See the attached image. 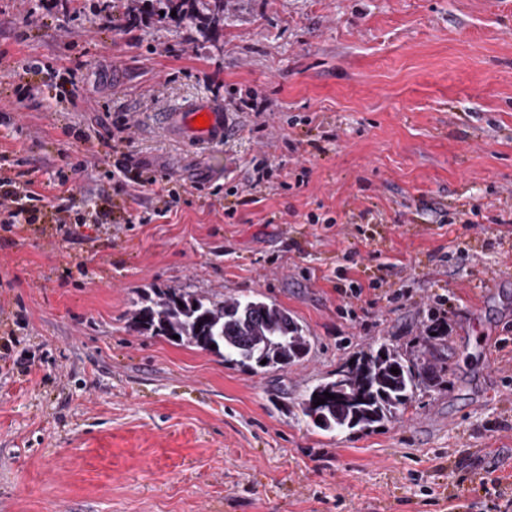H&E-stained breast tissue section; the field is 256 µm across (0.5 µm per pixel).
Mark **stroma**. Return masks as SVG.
I'll use <instances>...</instances> for the list:
<instances>
[{"mask_svg":"<svg viewBox=\"0 0 512 512\" xmlns=\"http://www.w3.org/2000/svg\"><path fill=\"white\" fill-rule=\"evenodd\" d=\"M103 1L120 27L96 0L51 22L0 0V172L45 203L13 226L0 206V512H512L492 485L512 484V359L487 355L512 351V279L488 285L512 263V0H224L180 25ZM27 59L41 72L14 77ZM206 96L268 110L231 113L212 152L159 132ZM123 120L144 174L171 178L166 215L100 148ZM257 163L273 175L249 202ZM59 204L110 222L64 242ZM348 254L357 300L328 280ZM168 288L276 302L311 350L250 371L131 329ZM437 294L438 384L379 431L309 425L310 389L417 346Z\"/></svg>","mask_w":512,"mask_h":512,"instance_id":"1","label":"stroma"}]
</instances>
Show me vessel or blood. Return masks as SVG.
Returning <instances> with one entry per match:
<instances>
[{"mask_svg": "<svg viewBox=\"0 0 512 512\" xmlns=\"http://www.w3.org/2000/svg\"><path fill=\"white\" fill-rule=\"evenodd\" d=\"M199 116L204 119L200 125L195 122ZM158 126L168 136L191 148L221 146L231 131L223 102L211 99L160 113Z\"/></svg>", "mask_w": 512, "mask_h": 512, "instance_id": "1", "label": "vessel or blood"}]
</instances>
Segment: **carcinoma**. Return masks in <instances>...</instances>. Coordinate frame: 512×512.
<instances>
[{"label": "carcinoma", "mask_w": 512, "mask_h": 512, "mask_svg": "<svg viewBox=\"0 0 512 512\" xmlns=\"http://www.w3.org/2000/svg\"><path fill=\"white\" fill-rule=\"evenodd\" d=\"M164 15L178 21L196 18V0H155ZM130 327L140 333L179 336V341L209 351L247 370L280 369L311 349L304 327L281 305L253 295L213 301L176 289L154 292L134 312ZM448 348L444 334L423 336L409 354L385 343L362 354L336 377L315 385L302 403L303 415L324 432L351 434L396 418L416 393L435 381L437 364ZM399 372L393 374L391 369ZM334 398L316 404L314 395Z\"/></svg>", "instance_id": "carcinoma-1"}]
</instances>
